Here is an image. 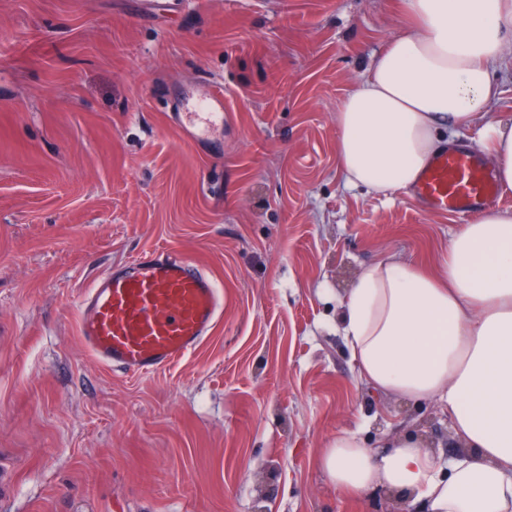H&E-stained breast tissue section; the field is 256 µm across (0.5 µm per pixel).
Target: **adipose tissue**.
I'll return each instance as SVG.
<instances>
[{"instance_id": "obj_1", "label": "adipose tissue", "mask_w": 512, "mask_h": 512, "mask_svg": "<svg viewBox=\"0 0 512 512\" xmlns=\"http://www.w3.org/2000/svg\"><path fill=\"white\" fill-rule=\"evenodd\" d=\"M390 38L335 116L347 186L390 196L413 186L458 130L512 188V118L491 107L512 69V0H407ZM360 379L387 397L447 409L463 455L445 461L416 436L365 448L337 435L320 466L342 493L384 492L427 512H512V209L464 225L432 269L390 251L341 298Z\"/></svg>"}]
</instances>
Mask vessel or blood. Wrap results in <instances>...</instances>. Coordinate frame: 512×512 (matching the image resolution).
I'll return each mask as SVG.
<instances>
[{"label": "vessel or blood", "mask_w": 512, "mask_h": 512, "mask_svg": "<svg viewBox=\"0 0 512 512\" xmlns=\"http://www.w3.org/2000/svg\"><path fill=\"white\" fill-rule=\"evenodd\" d=\"M224 90L176 92L173 123L193 141L223 128ZM413 194L426 210L472 215L497 200L492 171L467 152L450 148L421 173ZM79 336L102 366L129 376L155 373L188 357L214 331L224 293L195 260L142 254L96 279L79 302Z\"/></svg>", "instance_id": "b4317fda"}]
</instances>
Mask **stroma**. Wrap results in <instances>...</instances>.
<instances>
[{"instance_id":"stroma-1","label":"stroma","mask_w":512,"mask_h":512,"mask_svg":"<svg viewBox=\"0 0 512 512\" xmlns=\"http://www.w3.org/2000/svg\"><path fill=\"white\" fill-rule=\"evenodd\" d=\"M402 0H0V512H394L336 492V434L462 446L432 402L357 376L340 295L384 251L431 263L468 219L347 187L336 111ZM221 86L214 143L170 89ZM156 249L199 262L220 323L148 376L78 333L95 279Z\"/></svg>"}]
</instances>
